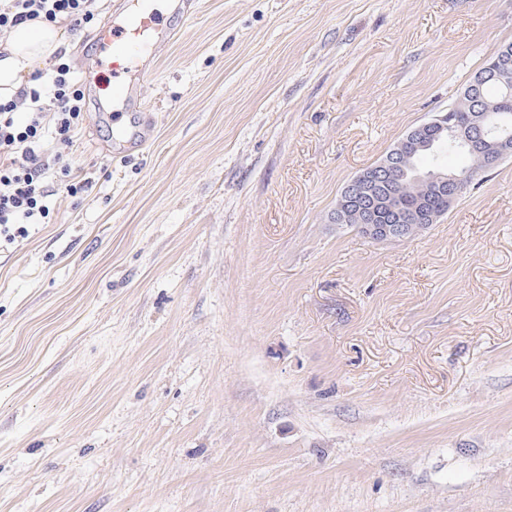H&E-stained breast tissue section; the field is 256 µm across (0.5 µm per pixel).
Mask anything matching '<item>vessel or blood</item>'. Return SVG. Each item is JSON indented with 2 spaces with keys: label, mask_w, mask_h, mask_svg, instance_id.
<instances>
[{
  "label": "vessel or blood",
  "mask_w": 512,
  "mask_h": 512,
  "mask_svg": "<svg viewBox=\"0 0 512 512\" xmlns=\"http://www.w3.org/2000/svg\"><path fill=\"white\" fill-rule=\"evenodd\" d=\"M196 7V0H127L117 6L111 21L94 37L98 54L81 70L85 86L95 89L101 69L109 68L113 114L142 112L143 84L152 77L156 60L172 45L182 21L191 17ZM142 114L130 128L118 129L113 135L114 156H124L151 138L153 116Z\"/></svg>",
  "instance_id": "1"
}]
</instances>
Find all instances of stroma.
Listing matches in <instances>:
<instances>
[{"mask_svg": "<svg viewBox=\"0 0 512 512\" xmlns=\"http://www.w3.org/2000/svg\"><path fill=\"white\" fill-rule=\"evenodd\" d=\"M120 160L87 93L0 244V512H512V158L422 236L343 188L512 42V0H198ZM131 130L120 127L112 136V155L124 157L125 153L131 152L145 144L152 136L154 122L151 112H144L142 119H135L131 122Z\"/></svg>", "mask_w": 512, "mask_h": 512, "instance_id": "stroma-1", "label": "stroma"}]
</instances>
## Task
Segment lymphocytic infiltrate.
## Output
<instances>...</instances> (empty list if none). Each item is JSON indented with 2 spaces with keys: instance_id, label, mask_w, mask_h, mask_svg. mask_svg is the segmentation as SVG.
<instances>
[{
  "instance_id": "lymphocytic-infiltrate-1",
  "label": "lymphocytic infiltrate",
  "mask_w": 512,
  "mask_h": 512,
  "mask_svg": "<svg viewBox=\"0 0 512 512\" xmlns=\"http://www.w3.org/2000/svg\"><path fill=\"white\" fill-rule=\"evenodd\" d=\"M97 0H0V33L38 18L68 22L77 32L94 23ZM31 86L0 100V239L29 235L50 215L45 174L49 149L72 148L84 121L85 93L65 52L49 72H36Z\"/></svg>"
}]
</instances>
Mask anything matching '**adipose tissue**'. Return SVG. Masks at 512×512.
I'll return each mask as SVG.
<instances>
[{
	"mask_svg": "<svg viewBox=\"0 0 512 512\" xmlns=\"http://www.w3.org/2000/svg\"><path fill=\"white\" fill-rule=\"evenodd\" d=\"M62 26L41 19L14 27L0 49V97L10 98L26 83L36 63L62 47Z\"/></svg>",
	"mask_w": 512,
	"mask_h": 512,
	"instance_id": "ef3b65f1",
	"label": "adipose tissue"
}]
</instances>
